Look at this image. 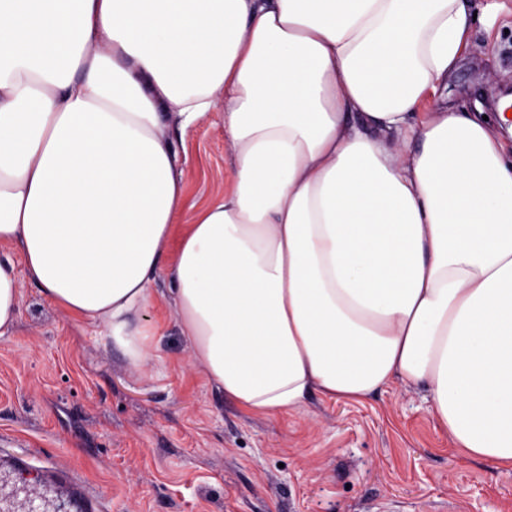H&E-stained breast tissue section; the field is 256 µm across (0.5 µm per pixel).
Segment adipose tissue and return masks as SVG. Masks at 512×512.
I'll use <instances>...</instances> for the list:
<instances>
[{"instance_id": "1", "label": "adipose tissue", "mask_w": 512, "mask_h": 512, "mask_svg": "<svg viewBox=\"0 0 512 512\" xmlns=\"http://www.w3.org/2000/svg\"><path fill=\"white\" fill-rule=\"evenodd\" d=\"M469 0H0V336L23 282L137 367L166 276L191 359L243 409L426 385L512 466V141L443 104ZM234 167L188 206L176 131ZM188 226L175 259L176 219ZM23 274H16V266Z\"/></svg>"}]
</instances>
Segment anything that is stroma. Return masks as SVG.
<instances>
[{
  "mask_svg": "<svg viewBox=\"0 0 512 512\" xmlns=\"http://www.w3.org/2000/svg\"><path fill=\"white\" fill-rule=\"evenodd\" d=\"M471 42L448 81L494 109L512 86V0H474ZM188 204L224 188L232 158L224 115L179 133ZM157 332L135 369L97 326L24 285L0 337V512H24L37 482L69 512H434L456 497L469 512H512V467L454 448L425 386L394 381L364 403L311 393L275 418L246 412L192 365L159 278L145 313Z\"/></svg>",
  "mask_w": 512,
  "mask_h": 512,
  "instance_id": "obj_1",
  "label": "stroma"
}]
</instances>
